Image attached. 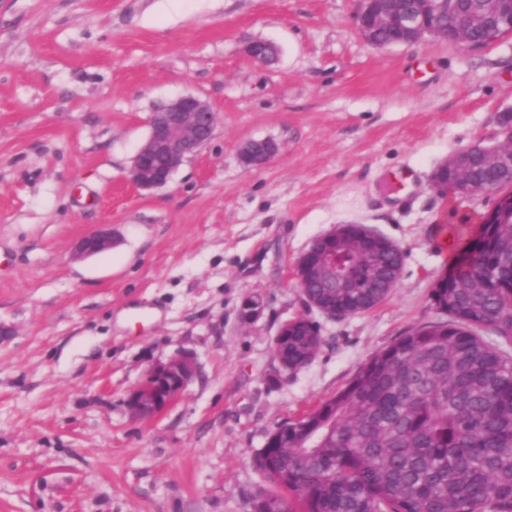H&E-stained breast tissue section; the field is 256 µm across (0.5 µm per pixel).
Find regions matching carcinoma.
I'll return each instance as SVG.
<instances>
[{
  "label": "carcinoma",
  "mask_w": 512,
  "mask_h": 512,
  "mask_svg": "<svg viewBox=\"0 0 512 512\" xmlns=\"http://www.w3.org/2000/svg\"><path fill=\"white\" fill-rule=\"evenodd\" d=\"M509 165L474 163L468 176L490 187L512 182ZM322 241L305 256L302 281L345 318L367 312L396 287L398 245L369 250L357 224L336 239L331 279L317 281ZM430 299L444 322L409 329L364 363L336 397L288 424L258 459L288 490V512H512V355L482 333L512 343V209L465 239L448 283ZM288 356L315 357L321 337L299 324L282 340ZM283 507L257 496L256 512Z\"/></svg>",
  "instance_id": "1"
}]
</instances>
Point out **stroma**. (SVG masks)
Segmentation results:
<instances>
[{"label": "stroma", "mask_w": 512, "mask_h": 512, "mask_svg": "<svg viewBox=\"0 0 512 512\" xmlns=\"http://www.w3.org/2000/svg\"><path fill=\"white\" fill-rule=\"evenodd\" d=\"M355 0H0V512H251L268 434L334 398L375 353L438 321L430 299L493 195L430 187L499 139L512 34L378 49ZM278 50L255 61L246 38ZM191 93L212 140L172 182L129 177L157 106ZM279 153L251 168L253 139ZM111 225L112 251L73 260ZM341 224L396 243V288L321 319L324 344L279 375L304 313L294 262ZM265 308L241 321L245 297ZM196 373L158 416L128 399L149 369Z\"/></svg>", "instance_id": "obj_1"}]
</instances>
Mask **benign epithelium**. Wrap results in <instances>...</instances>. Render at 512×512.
I'll return each mask as SVG.
<instances>
[{"label":"benign epithelium","mask_w":512,"mask_h":512,"mask_svg":"<svg viewBox=\"0 0 512 512\" xmlns=\"http://www.w3.org/2000/svg\"><path fill=\"white\" fill-rule=\"evenodd\" d=\"M358 0L357 28L367 44L382 48L384 45L411 44L430 38H442L470 47L468 32L471 26L481 25L492 42L512 30V0H489V10L483 16H471L465 11V0H425L418 13L411 14L402 0ZM448 16V26L437 19ZM379 30H399L402 37L385 44L377 39ZM217 121L211 105L193 94L181 95L160 105L150 118V133L133 158L130 169L132 182L140 189L150 191L168 184L173 175L212 138ZM500 141L485 148L488 161L500 160L504 149H512V124L499 131ZM453 170L456 181L448 184L440 172ZM432 188L440 195L453 192L458 196L478 197L497 195V201L512 203V192H503L489 186L474 187L465 182L458 154H453L435 171ZM115 237L108 228L97 229L78 240L73 249L77 260L112 250ZM263 303L257 297L247 298L240 317L249 322L259 319ZM195 375V364L187 355H177L165 363L152 367L143 382L132 392L129 409L135 418L154 416L168 406L188 385Z\"/></svg>","instance_id":"benign-epithelium-1"}]
</instances>
